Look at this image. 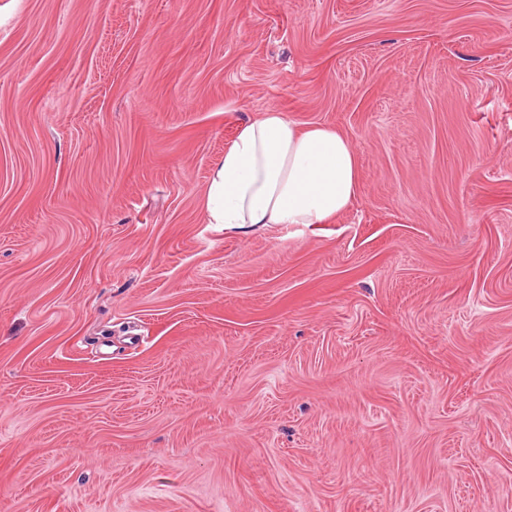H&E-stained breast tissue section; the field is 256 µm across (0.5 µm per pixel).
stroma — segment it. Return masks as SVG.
I'll use <instances>...</instances> for the list:
<instances>
[{
	"instance_id": "obj_1",
	"label": "stroma",
	"mask_w": 512,
	"mask_h": 512,
	"mask_svg": "<svg viewBox=\"0 0 512 512\" xmlns=\"http://www.w3.org/2000/svg\"><path fill=\"white\" fill-rule=\"evenodd\" d=\"M0 10V512H512V0ZM270 107L358 199L209 223Z\"/></svg>"
}]
</instances>
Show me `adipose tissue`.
<instances>
[{
    "label": "adipose tissue",
    "mask_w": 512,
    "mask_h": 512,
    "mask_svg": "<svg viewBox=\"0 0 512 512\" xmlns=\"http://www.w3.org/2000/svg\"><path fill=\"white\" fill-rule=\"evenodd\" d=\"M359 159L336 129L298 126L279 108L240 123L203 196L209 223L323 224L358 198Z\"/></svg>",
    "instance_id": "1"
}]
</instances>
